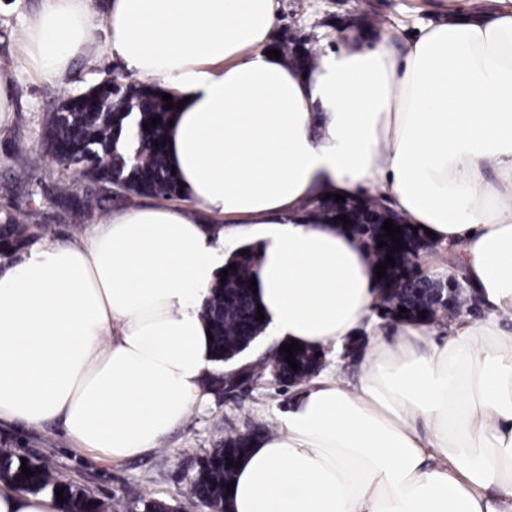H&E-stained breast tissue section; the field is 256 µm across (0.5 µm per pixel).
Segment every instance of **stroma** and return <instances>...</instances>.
Returning a JSON list of instances; mask_svg holds the SVG:
<instances>
[{"label": "stroma", "instance_id": "obj_1", "mask_svg": "<svg viewBox=\"0 0 512 512\" xmlns=\"http://www.w3.org/2000/svg\"><path fill=\"white\" fill-rule=\"evenodd\" d=\"M439 0H278L276 29L279 34H313L316 52L341 47L340 37L347 22L368 16L390 27L396 43H404L422 24L435 19ZM42 0H0V66L11 69L15 108L0 115V183L19 185L16 197H0V216L35 207L36 222L54 229V242L82 243L103 213L131 205L128 197H115L104 210L72 220L62 219L52 196L55 181L69 177L75 191L86 187L83 178L67 176L51 157H44L37 169L24 170L15 164L19 154L38 152L45 117L61 100L79 95L108 79L137 81V74L104 48V15L107 0H92L94 26L91 37L98 52L74 58L66 73L45 78L23 60V27L41 7ZM300 387L277 384L263 376L248 391L223 399L209 397L195 407L188 420L168 432L157 452L145 457L115 462L103 452L77 446L60 423L38 428L0 422V453L41 462L60 480L84 488L91 496L111 507L128 512L127 492L138 486L146 496L174 505L176 512H209L198 500L185 497L184 490L203 455L229 433H244L264 426L275 428Z\"/></svg>", "mask_w": 512, "mask_h": 512}]
</instances>
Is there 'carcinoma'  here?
Returning <instances> with one entry per match:
<instances>
[{
    "instance_id": "carcinoma-1",
    "label": "carcinoma",
    "mask_w": 512,
    "mask_h": 512,
    "mask_svg": "<svg viewBox=\"0 0 512 512\" xmlns=\"http://www.w3.org/2000/svg\"><path fill=\"white\" fill-rule=\"evenodd\" d=\"M278 48L288 56L294 66H315L318 59L314 48L293 46L288 40L278 43ZM95 105L88 106L81 99L65 100L57 111L51 113L42 129V151L54 160L62 157L79 170L90 187L76 193L68 182L60 179L54 184V200L59 211L70 215L87 213L103 208L107 198L102 192L110 186L121 188L129 196L149 197L166 201H179L180 185L172 174L165 152L158 150L164 143V133L171 110L165 108L163 92L149 83H120L113 80L103 82L92 89ZM160 123L150 126L151 119ZM135 126L140 161L132 165L120 150L123 133ZM314 223L336 221L333 202L313 200L305 204ZM348 229L368 241L383 233L380 224H352ZM48 234V229L29 224L20 217L6 213L0 218V257L16 258L28 246L30 240ZM245 254L235 251L225 262L228 268L226 281L216 278L210 295L202 309L203 320L213 336V360L217 363L230 361L243 352L252 337L263 331L256 320L257 308L252 300L250 274L256 254L253 247L246 246ZM235 268H229V265ZM432 285L420 288L419 293L403 287V273L396 274L388 283L379 285V290L399 298L407 313L405 320H417L415 309L430 295ZM317 352L303 349L294 353L299 369L294 370L285 361L287 353L280 349L272 351L261 363L249 368V375L260 378L265 374L279 379L283 384H302L309 381L310 364ZM248 436L230 434L224 437L198 465L193 479L186 487V494L206 504L211 512H225L224 485L230 480L233 467L227 461L235 460L247 445ZM33 476L26 477L21 469V459L11 454L0 456V480L16 484L33 494H55L63 489L65 501L60 512H102V505L83 488L70 482L58 480L39 462L27 460ZM128 498L138 512H173V505L158 498H150L132 487Z\"/></svg>"
}]
</instances>
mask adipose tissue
Instances as JSON below:
<instances>
[{
	"mask_svg": "<svg viewBox=\"0 0 512 512\" xmlns=\"http://www.w3.org/2000/svg\"><path fill=\"white\" fill-rule=\"evenodd\" d=\"M395 46L389 32L302 71L267 56L276 0H109L106 50L183 106L165 130L191 208L107 216L85 246L30 243L0 269V419L60 422L115 461L157 450L203 404L201 308L243 234L276 343L342 346L372 326L370 250L303 203L387 197L451 247L487 315L374 341L357 384L326 377L255 440L230 512H512V0ZM89 0L24 28L47 77L97 51ZM0 512H59L0 484Z\"/></svg>",
	"mask_w": 512,
	"mask_h": 512,
	"instance_id": "adipose-tissue-1",
	"label": "adipose tissue"
}]
</instances>
